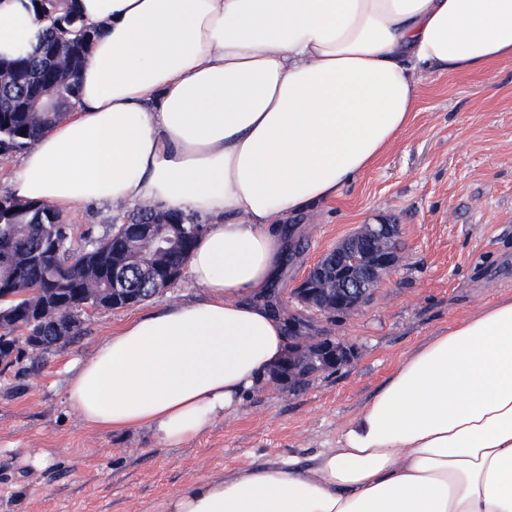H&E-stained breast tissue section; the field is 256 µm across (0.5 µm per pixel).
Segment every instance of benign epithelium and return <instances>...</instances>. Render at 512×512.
Instances as JSON below:
<instances>
[{
  "label": "benign epithelium",
  "mask_w": 512,
  "mask_h": 512,
  "mask_svg": "<svg viewBox=\"0 0 512 512\" xmlns=\"http://www.w3.org/2000/svg\"><path fill=\"white\" fill-rule=\"evenodd\" d=\"M179 229V224H136L131 232L133 238L161 252L175 239ZM331 253L336 257L333 267L336 289L330 294H320L312 288L313 274L324 271L318 261L292 293L301 311L288 318V356L274 372L280 383L290 387L301 386L311 375L333 371L353 360L354 346L324 334L318 328L316 316L332 318L359 311L369 303L396 265L398 225L366 224L336 243ZM111 288L112 295L124 297L129 304L135 303L134 296L124 288L120 264L112 267Z\"/></svg>",
  "instance_id": "benign-epithelium-1"
}]
</instances>
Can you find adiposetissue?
<instances>
[{
  "label": "adipose tissue",
  "instance_id": "ef3b65f1",
  "mask_svg": "<svg viewBox=\"0 0 512 512\" xmlns=\"http://www.w3.org/2000/svg\"><path fill=\"white\" fill-rule=\"evenodd\" d=\"M97 36L79 100L21 159L12 196L64 212L209 218L200 297L126 320L67 388L88 425L177 448L233 416L288 350L268 296L289 218L373 167L415 110L419 70L512 60V0H78ZM0 0V55L35 40ZM166 512H512V296L402 358L311 465L190 483Z\"/></svg>",
  "mask_w": 512,
  "mask_h": 512
}]
</instances>
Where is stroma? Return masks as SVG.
Segmentation results:
<instances>
[{
	"label": "stroma",
	"mask_w": 512,
	"mask_h": 512,
	"mask_svg": "<svg viewBox=\"0 0 512 512\" xmlns=\"http://www.w3.org/2000/svg\"><path fill=\"white\" fill-rule=\"evenodd\" d=\"M377 215L399 227L398 262L361 311L329 322L352 363L302 389L267 382L238 414L178 448L145 431L84 423L65 388L76 363L128 318L199 295L182 278L146 303L83 314L82 332L38 364L0 374V512H166L183 485L251 465H310L410 351L502 295H512V60L470 75L420 77L410 124L380 160L320 212L296 219L276 282V311L319 255ZM74 238L103 236L111 210L63 214ZM49 450L43 467L28 451Z\"/></svg>",
	"instance_id": "1"
}]
</instances>
